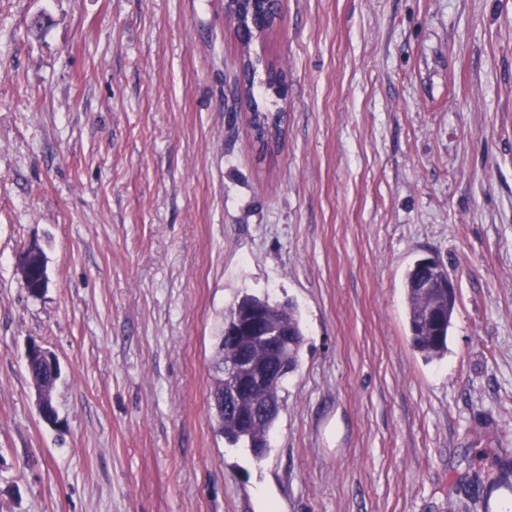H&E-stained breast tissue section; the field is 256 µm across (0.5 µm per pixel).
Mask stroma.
<instances>
[{
    "label": "stroma",
    "mask_w": 512,
    "mask_h": 512,
    "mask_svg": "<svg viewBox=\"0 0 512 512\" xmlns=\"http://www.w3.org/2000/svg\"><path fill=\"white\" fill-rule=\"evenodd\" d=\"M280 5L245 50L224 0H0V512H450L475 449L512 462V0ZM245 53L268 151L225 95ZM430 256L432 362L404 288ZM245 293L305 333L261 460L210 402ZM41 258L42 252L36 246H31L25 251L22 261L21 274L26 288L28 287L31 280L35 277L40 278L41 286H43L44 282L48 280L44 262L42 261L39 267H37L36 262ZM421 262L414 261L405 274L407 319L412 347L425 360L430 361L442 358L448 351V333L452 325L456 296L449 300L447 297L434 299L432 296L424 294L422 288L427 291L448 288V296H450L455 293V284L449 277L447 283L434 278H425L419 288V282L427 274H430L425 267L432 268L439 264L436 259L431 257L422 259ZM434 305L439 306V318L428 321L425 319V312Z\"/></svg>",
    "instance_id": "35a3bbf8"
}]
</instances>
